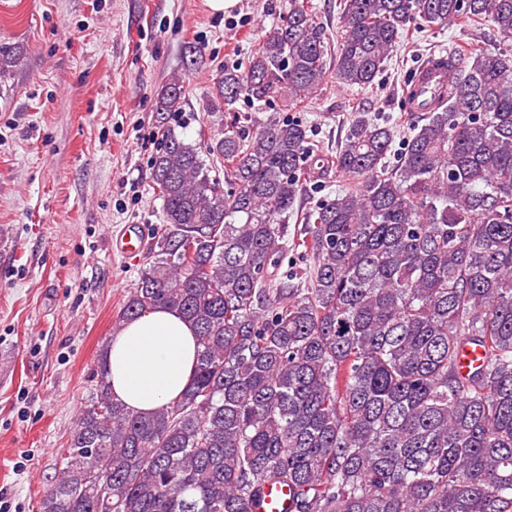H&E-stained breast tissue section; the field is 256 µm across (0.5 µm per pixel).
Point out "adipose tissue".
<instances>
[{"label": "adipose tissue", "mask_w": 512, "mask_h": 512, "mask_svg": "<svg viewBox=\"0 0 512 512\" xmlns=\"http://www.w3.org/2000/svg\"><path fill=\"white\" fill-rule=\"evenodd\" d=\"M193 326L178 312L157 307L124 324L104 352L114 397L147 414L178 397L196 364Z\"/></svg>", "instance_id": "adipose-tissue-1"}]
</instances>
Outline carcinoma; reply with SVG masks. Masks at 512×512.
Instances as JSON below:
<instances>
[{"label": "carcinoma", "mask_w": 512, "mask_h": 512, "mask_svg": "<svg viewBox=\"0 0 512 512\" xmlns=\"http://www.w3.org/2000/svg\"><path fill=\"white\" fill-rule=\"evenodd\" d=\"M463 21L512 40V0H343L330 70L310 0H291L245 67L216 75L233 116L203 146L171 126L183 80L162 88L164 225L118 322L179 312L195 373L146 415L100 376L40 512H256L272 486L289 512H512V53L450 55L392 162L394 127L368 112L334 156L259 116L331 80L368 89L407 24ZM329 168L343 185L289 235L303 183ZM290 251L312 265L280 272ZM467 345L480 363L463 373Z\"/></svg>", "instance_id": "cac0c4a2"}]
</instances>
